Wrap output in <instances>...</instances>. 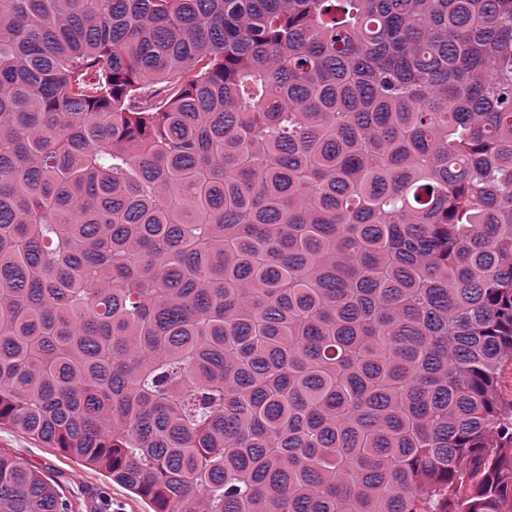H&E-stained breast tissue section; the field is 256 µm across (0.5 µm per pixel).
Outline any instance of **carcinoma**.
Returning <instances> with one entry per match:
<instances>
[{"label": "carcinoma", "mask_w": 512, "mask_h": 512, "mask_svg": "<svg viewBox=\"0 0 512 512\" xmlns=\"http://www.w3.org/2000/svg\"><path fill=\"white\" fill-rule=\"evenodd\" d=\"M512 0H0V426L151 512H512ZM0 512H72L0 451Z\"/></svg>", "instance_id": "obj_1"}]
</instances>
